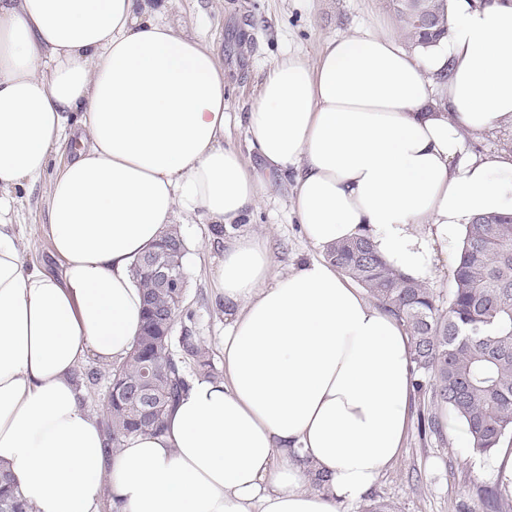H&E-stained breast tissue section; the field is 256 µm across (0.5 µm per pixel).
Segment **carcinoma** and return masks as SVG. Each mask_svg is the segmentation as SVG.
<instances>
[{"label": "carcinoma", "instance_id": "obj_1", "mask_svg": "<svg viewBox=\"0 0 512 512\" xmlns=\"http://www.w3.org/2000/svg\"><path fill=\"white\" fill-rule=\"evenodd\" d=\"M393 8L403 35L416 46L448 31V0H393ZM152 249L169 267L185 271L188 247L178 225H168ZM325 257L404 322L415 392L465 426L474 454L496 453L512 434V216H478L465 227L445 310L423 283L388 266L367 238L332 246ZM132 276L142 290L145 322L127 359L112 365L102 418L111 454L132 436L161 431L189 377L215 375L193 329L176 330L187 288L159 287L140 258ZM508 486L483 489L484 512L509 510ZM0 512H30L3 469Z\"/></svg>", "mask_w": 512, "mask_h": 512}]
</instances>
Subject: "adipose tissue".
<instances>
[{"label": "adipose tissue", "instance_id": "obj_1", "mask_svg": "<svg viewBox=\"0 0 512 512\" xmlns=\"http://www.w3.org/2000/svg\"><path fill=\"white\" fill-rule=\"evenodd\" d=\"M167 3L0 0V465L34 512H96L105 488L118 512H342L399 458L414 379L404 326L328 261L276 277L261 239L226 242L223 376L116 454L72 373L128 355L130 267L176 215L238 224L290 177L312 245L365 237L421 281L473 217L512 214V154L464 151L512 128V0H449L447 37L413 52L366 30L277 60L247 116L252 170L224 144L223 69ZM69 127L53 273L21 257L14 192Z\"/></svg>", "mask_w": 512, "mask_h": 512}]
</instances>
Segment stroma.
Here are the masks:
<instances>
[{"label": "stroma", "mask_w": 512, "mask_h": 512, "mask_svg": "<svg viewBox=\"0 0 512 512\" xmlns=\"http://www.w3.org/2000/svg\"><path fill=\"white\" fill-rule=\"evenodd\" d=\"M165 18L195 35L216 53L224 70L225 145L236 148L244 162L258 166L245 114L260 84L283 54L299 52L317 61L326 44L385 22L400 36L401 26L389 0H170ZM49 178L18 189L13 232L26 266L60 271L48 231ZM295 192L283 183L265 196L247 219L245 234L267 239L273 275L288 273L298 263L320 257L304 237L293 213ZM187 242L186 309L194 314L198 335L209 349L216 373L224 371V301L215 289V271L231 231L214 236L206 224L181 227ZM425 400L413 396L410 424L399 459L379 479L375 495L393 502L398 512H483L480 489L512 474V436L488 457L473 455L459 442V423L448 418L441 435L421 432L418 416Z\"/></svg>", "instance_id": "obj_1"}]
</instances>
